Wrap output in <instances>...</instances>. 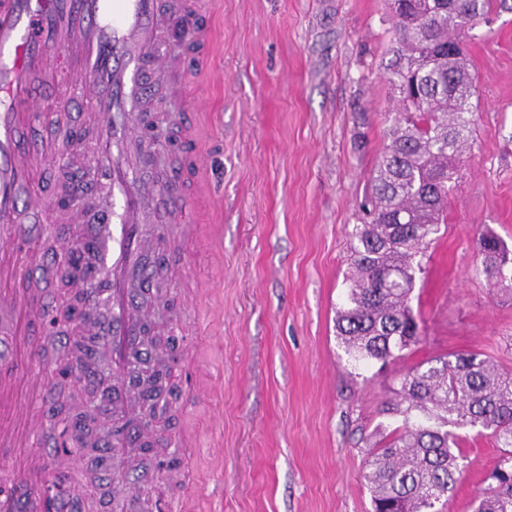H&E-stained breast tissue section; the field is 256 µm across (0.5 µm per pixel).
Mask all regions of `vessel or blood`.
<instances>
[{"instance_id": "obj_1", "label": "vessel or blood", "mask_w": 512, "mask_h": 512, "mask_svg": "<svg viewBox=\"0 0 512 512\" xmlns=\"http://www.w3.org/2000/svg\"><path fill=\"white\" fill-rule=\"evenodd\" d=\"M192 2L178 0L174 21L193 46L203 47L211 32L196 24ZM161 28L158 0H0V302L30 315L41 308L16 288L32 280L37 268L22 262L13 246L48 206L29 191L47 150L22 148L21 135L24 124L54 121L41 110L31 80L45 77L52 57L60 56L66 62L61 79L80 85L101 122L93 168L104 194L94 208L82 203L71 213L75 221L89 223L93 280L82 287V303L109 310L106 318L92 320L88 332L103 338L108 348L113 379L105 409L118 426L136 415L124 374L152 318L139 287L154 249L145 226L146 202L167 191L165 185L141 182L131 157L133 142L154 118L144 71L153 65L161 83L174 82L182 73L181 60L165 48ZM44 464L37 457L21 466L1 465L0 485L18 494H39L48 478Z\"/></svg>"}]
</instances>
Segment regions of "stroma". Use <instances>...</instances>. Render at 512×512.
I'll return each instance as SVG.
<instances>
[{"instance_id":"obj_1","label":"stroma","mask_w":512,"mask_h":512,"mask_svg":"<svg viewBox=\"0 0 512 512\" xmlns=\"http://www.w3.org/2000/svg\"><path fill=\"white\" fill-rule=\"evenodd\" d=\"M213 33L196 54L176 33L167 49L185 62L180 84H158L156 123L167 133L155 161L186 187L188 220L205 236L153 256L152 359L191 347L167 382L154 443L114 459L99 442L109 417L81 380L59 382L62 358L85 337L55 333L0 306V348L12 355L37 419L28 454L60 423L96 408L77 467L68 473L81 512H157L182 496L189 512H372L363 474L372 452L401 426L386 413L401 378L451 353L478 352L512 371V291L478 274L477 241L493 230L512 248V0L465 49L476 73L472 153L448 198V222L429 245L410 306L420 338L384 368H358L336 337L350 234L385 140L394 101L384 65L394 38L385 0H201ZM80 87L40 88L43 110L63 116L27 140L51 145L35 177L48 201L88 158L96 120L76 108ZM83 133L79 157L60 146ZM41 350L29 362L26 346ZM201 387L189 396L188 384ZM464 473L442 512H471L500 454L489 433L462 428ZM137 480L121 498L112 471Z\"/></svg>"}]
</instances>
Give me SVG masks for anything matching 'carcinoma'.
Returning a JSON list of instances; mask_svg holds the SVG:
<instances>
[{"mask_svg":"<svg viewBox=\"0 0 512 512\" xmlns=\"http://www.w3.org/2000/svg\"><path fill=\"white\" fill-rule=\"evenodd\" d=\"M396 46L385 65L396 100L388 143L370 176L366 219L351 233L352 273L336 335L352 360L386 363L419 339L409 305L425 249L447 220L454 175L470 149L474 75L462 45L493 0H387ZM476 271L512 288V249L479 237ZM403 416L364 480L373 512H432L462 477L448 426L491 431L501 448L473 512H512V374L477 354L439 357L406 374Z\"/></svg>","mask_w":512,"mask_h":512,"instance_id":"obj_1","label":"carcinoma"}]
</instances>
